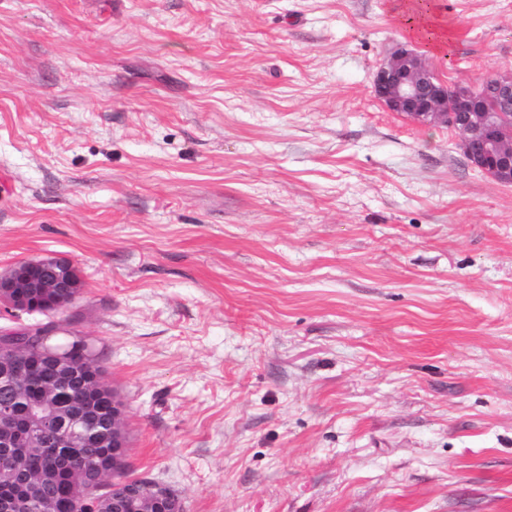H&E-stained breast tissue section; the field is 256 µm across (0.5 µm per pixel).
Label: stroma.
<instances>
[{
    "label": "stroma",
    "mask_w": 512,
    "mask_h": 512,
    "mask_svg": "<svg viewBox=\"0 0 512 512\" xmlns=\"http://www.w3.org/2000/svg\"><path fill=\"white\" fill-rule=\"evenodd\" d=\"M0 0V272L83 288L183 512H512V183L387 111L512 72V0Z\"/></svg>",
    "instance_id": "35a3bbf8"
}]
</instances>
